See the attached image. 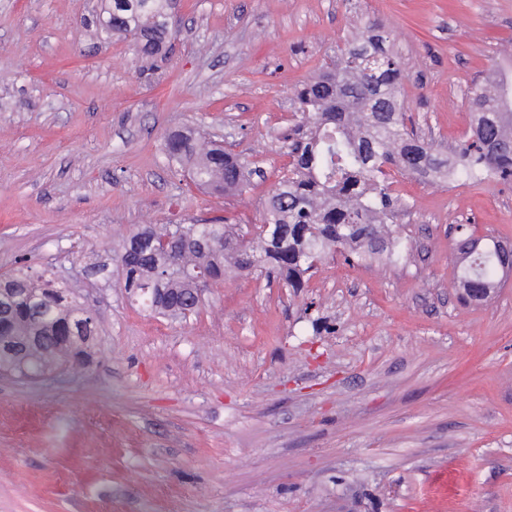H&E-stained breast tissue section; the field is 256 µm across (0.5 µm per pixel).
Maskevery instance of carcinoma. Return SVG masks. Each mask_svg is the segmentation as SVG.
Returning a JSON list of instances; mask_svg holds the SVG:
<instances>
[{
	"label": "carcinoma",
	"mask_w": 512,
	"mask_h": 512,
	"mask_svg": "<svg viewBox=\"0 0 512 512\" xmlns=\"http://www.w3.org/2000/svg\"><path fill=\"white\" fill-rule=\"evenodd\" d=\"M173 0H112L107 35L131 39L142 57H155L172 37ZM387 37L369 29L336 46L298 89L295 118L284 136L290 168L263 203L264 218L249 237L222 218L192 224H160L134 231L117 256L128 298L144 301L151 313L185 319L201 307L187 274L202 273L208 288L231 272L276 278L290 288L325 256L340 253L357 262L397 259L402 242L396 224L407 210L385 178V168L424 184L512 183V85L497 79L469 98L471 127L447 150L416 127L402 95L401 61ZM169 161L192 183L217 196L248 191L259 167L190 129L169 132ZM458 296L463 302L497 293L512 279V250L493 236L462 237L457 243ZM80 335H97L88 310L71 288L46 269L32 275L20 267L0 279V338L38 336L42 345L24 354L30 372L62 362L85 364L93 346L76 345Z\"/></svg>",
	"instance_id": "cac0c4a2"
}]
</instances>
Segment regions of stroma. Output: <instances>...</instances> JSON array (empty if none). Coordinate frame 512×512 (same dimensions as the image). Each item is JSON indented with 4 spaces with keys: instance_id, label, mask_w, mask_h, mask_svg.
<instances>
[{
    "instance_id": "35a3bbf8",
    "label": "stroma",
    "mask_w": 512,
    "mask_h": 512,
    "mask_svg": "<svg viewBox=\"0 0 512 512\" xmlns=\"http://www.w3.org/2000/svg\"><path fill=\"white\" fill-rule=\"evenodd\" d=\"M97 8L0 0V275L52 270L99 326L89 364L0 376V512H512V281L454 288L458 225L512 244V186L391 174L402 260L329 257L296 292L233 276L182 321L115 261L140 226L259 223L295 88L368 22L422 132L461 140L481 78L512 77V0H176L156 61ZM178 127L263 177L202 192L164 153Z\"/></svg>"
}]
</instances>
